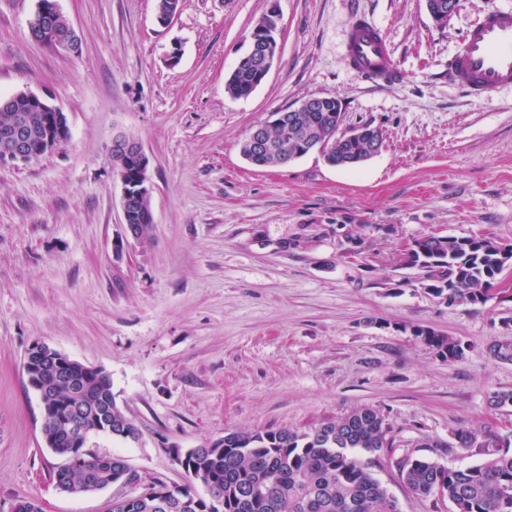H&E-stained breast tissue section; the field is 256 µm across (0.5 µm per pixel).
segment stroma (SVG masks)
<instances>
[{
    "mask_svg": "<svg viewBox=\"0 0 512 512\" xmlns=\"http://www.w3.org/2000/svg\"><path fill=\"white\" fill-rule=\"evenodd\" d=\"M78 52L36 44L37 0H0V97L47 96L71 138L29 164H0V512L20 498L42 512H105L115 495L60 492L63 457L41 434L43 408L24 372L43 343L102 369L139 441L94 432L88 450L117 455L148 481L187 483L175 453L237 431H306L367 405L392 447L374 470L400 512H451L420 498L398 463L486 461L446 449L457 429L512 431L507 293L451 306L401 265L428 234L512 245V89L475 100L448 81V58L489 6L463 0L444 25L425 0H181L174 23L156 0H57ZM278 9L279 50L245 99L225 82L257 22ZM386 31L406 73L373 87L349 69L353 15ZM182 54L169 65L172 43ZM311 96L338 98L341 131L364 124L382 150L353 168L311 152L257 168L240 152L252 129ZM151 160L153 222L127 235L114 136ZM460 341L448 361L414 336Z\"/></svg>",
    "mask_w": 512,
    "mask_h": 512,
    "instance_id": "stroma-1",
    "label": "stroma"
}]
</instances>
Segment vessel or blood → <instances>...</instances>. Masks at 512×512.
Masks as SVG:
<instances>
[{
	"instance_id": "1",
	"label": "vessel or blood",
	"mask_w": 512,
	"mask_h": 512,
	"mask_svg": "<svg viewBox=\"0 0 512 512\" xmlns=\"http://www.w3.org/2000/svg\"><path fill=\"white\" fill-rule=\"evenodd\" d=\"M343 56L351 70L375 85L402 78L388 37L365 17L352 21ZM448 77L477 100L512 87V10L490 8L469 27L461 48L448 60Z\"/></svg>"
}]
</instances>
